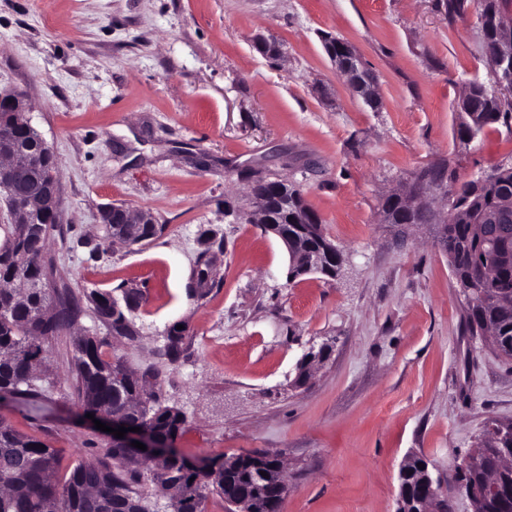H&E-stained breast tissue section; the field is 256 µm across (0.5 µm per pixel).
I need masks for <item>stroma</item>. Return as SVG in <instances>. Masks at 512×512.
<instances>
[{
  "label": "stroma",
  "mask_w": 512,
  "mask_h": 512,
  "mask_svg": "<svg viewBox=\"0 0 512 512\" xmlns=\"http://www.w3.org/2000/svg\"><path fill=\"white\" fill-rule=\"evenodd\" d=\"M327 34L373 72L380 111L352 94ZM490 77L475 14L448 17L442 0H0V90L25 95L59 162L44 257L75 295L144 293L131 340L81 303L47 344L37 395L0 400V417L62 465L101 458L111 435L83 419L73 378V339L90 332L106 355L159 372L186 416L184 455H281V512H397L410 455L453 474L487 418L512 420V362L466 329L430 228L381 223L379 204L436 161L464 177L512 161V127L466 147L454 137L466 83ZM248 174L304 190L347 257L340 280L288 283L283 243L226 215ZM112 204L150 212L162 232L110 242L100 213ZM205 251L217 284L201 297ZM323 345L329 357L295 385Z\"/></svg>",
  "instance_id": "obj_1"
}]
</instances>
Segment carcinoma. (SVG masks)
I'll list each match as a JSON object with an SVG mask.
<instances>
[{
  "label": "carcinoma",
  "instance_id": "carcinoma-1",
  "mask_svg": "<svg viewBox=\"0 0 512 512\" xmlns=\"http://www.w3.org/2000/svg\"><path fill=\"white\" fill-rule=\"evenodd\" d=\"M482 34V52L497 42L501 16L512 0H474ZM469 111L458 113L457 137L473 141L495 124L512 120V99L500 96L495 79L468 82ZM26 142L37 149L20 112H0V147ZM56 168L50 157H37V164L15 182L16 196L26 199L42 190V174ZM291 203L274 211L278 224L296 228L299 248L289 259L287 280L312 273L306 265L310 252H341L324 235L321 221L308 205L303 191L296 185L286 186ZM512 195V165H499L479 189L459 180L451 208L458 211L446 228L441 250L448 256L457 284L470 289L472 301L467 303L466 323L474 331L490 324L497 331L498 356L512 359V300H503L498 292L512 290V263L502 260L507 243L496 235L478 237L472 224L480 213L497 204L504 195ZM20 223L5 228L6 242L0 247V393L20 394L32 391L34 372L46 358V343L69 328L74 320L70 306L73 294L64 290L53 300L54 269L40 259L55 225L41 221L32 224L28 215L19 216ZM29 288H17L20 279ZM196 286L210 290L215 285L210 260L202 259L193 270ZM123 291L122 299L130 298ZM86 300L98 318L111 330L123 326L129 335H137L128 317L139 306L121 304L110 292L91 291ZM104 340L85 333L73 341L74 375L78 406L87 413L105 410L118 413L112 406V385L120 370L126 371L122 388L129 395L139 393L140 384L125 362L113 356L105 358ZM162 384L146 396L149 428L165 440L174 442L185 432V416L174 406L161 401ZM488 457L493 458L512 448V439L497 436V423L485 425L478 442ZM267 464L264 452L228 457L212 463L206 471H198L175 451L155 465L138 462L125 448H109L105 457L95 462L80 460L63 475H58L56 450L43 441L16 431L0 419V512H153L152 501L166 497L173 512H204L203 501L209 494L248 499L252 512H280L279 496L258 485V467ZM462 494L481 488L482 474L467 470L460 478ZM481 512H512V502L487 497Z\"/></svg>",
  "mask_w": 512,
  "mask_h": 512
}]
</instances>
